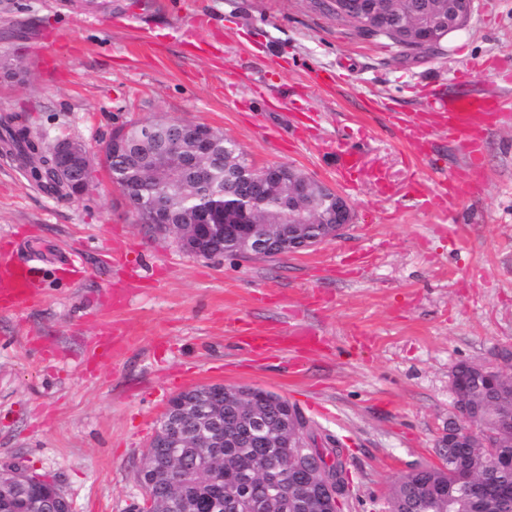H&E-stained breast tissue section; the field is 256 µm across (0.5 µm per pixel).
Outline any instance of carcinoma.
<instances>
[{
	"instance_id": "carcinoma-1",
	"label": "carcinoma",
	"mask_w": 512,
	"mask_h": 512,
	"mask_svg": "<svg viewBox=\"0 0 512 512\" xmlns=\"http://www.w3.org/2000/svg\"><path fill=\"white\" fill-rule=\"evenodd\" d=\"M416 2L418 0H401L396 4L394 25L397 29L409 34L414 32ZM185 126L184 121L166 119L158 127L152 119L126 123L115 131L113 136L125 138L128 151L108 158L107 170L112 184L146 203L159 201L157 193L164 191L166 201L186 213L214 205H223L235 212L245 208L271 241L270 254H282L276 247L277 241L288 235L289 224L295 222L288 213L289 185L283 182L265 188L262 196L255 200L246 198L244 189L257 177L259 169L249 161L239 143L219 130L208 160L209 182H190L188 177L164 164L172 135ZM0 142L29 166L30 177L42 190L57 198L68 197L63 177L55 170L48 153L36 146L26 126L8 122L0 125ZM311 186V195L303 204V217L310 221L306 234L316 237L321 234L323 213L332 210L336 201L318 183L313 182ZM237 254L239 247L234 240L223 238L215 241L209 257ZM455 368L453 404L463 405L472 414L474 423L488 431V435L465 447L450 446L446 438H441L442 464L415 468L395 482L387 495L389 512H448L449 503L464 499L467 481L512 489V468H501L493 462L495 453L512 456V368L492 379L467 361L457 363ZM244 412L246 408L239 401L225 402L224 430L235 427ZM280 415L295 417L301 427L308 428L309 447L302 450L273 447L274 419ZM268 420V429L262 438L240 436L224 443L215 455L210 448L181 449L187 457L212 455L209 468L183 473L178 480L176 492L190 504V512H243L234 507L238 502L237 492L246 475L264 467L292 472L294 487L290 496L295 506L288 507V512H341L348 493V477L338 440L322 432L296 405L273 392L268 396ZM323 448L332 449L334 454L337 486L336 500L326 506L307 487L316 477L294 469L296 455L303 452L321 460Z\"/></svg>"
}]
</instances>
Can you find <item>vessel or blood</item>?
<instances>
[{"label":"vessel or blood","instance_id":"1","mask_svg":"<svg viewBox=\"0 0 512 512\" xmlns=\"http://www.w3.org/2000/svg\"><path fill=\"white\" fill-rule=\"evenodd\" d=\"M421 96L425 118L466 143L468 162L473 166L480 161V137L487 119H512V100L497 93H460L446 97L426 88ZM25 246V241L18 239L0 250V307L12 311L25 310L36 299L33 289L35 269L28 259L19 255Z\"/></svg>","mask_w":512,"mask_h":512}]
</instances>
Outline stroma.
Returning a JSON list of instances; mask_svg holds the SVG:
<instances>
[{"instance_id": "35a3bbf8", "label": "stroma", "mask_w": 512, "mask_h": 512, "mask_svg": "<svg viewBox=\"0 0 512 512\" xmlns=\"http://www.w3.org/2000/svg\"><path fill=\"white\" fill-rule=\"evenodd\" d=\"M1 56L22 72L0 78V121L97 157L128 120L206 124L255 166L339 191L355 221L297 254L195 257L137 222L103 164L83 196L59 199L0 147V243L22 237L41 261L35 305L0 310V469L55 482L72 512H133L169 400L211 383L274 392L335 435L343 512H385L394 482L439 464L452 368L512 350V121L489 120L475 173L459 140L422 123L414 146L399 122L419 120L421 83L459 92L457 60L512 72V0H475L442 53L418 57L309 0H0ZM347 148L361 160L346 183ZM441 182L475 188L445 204ZM61 244L80 274L59 271ZM299 326L322 345L246 348Z\"/></svg>"}]
</instances>
